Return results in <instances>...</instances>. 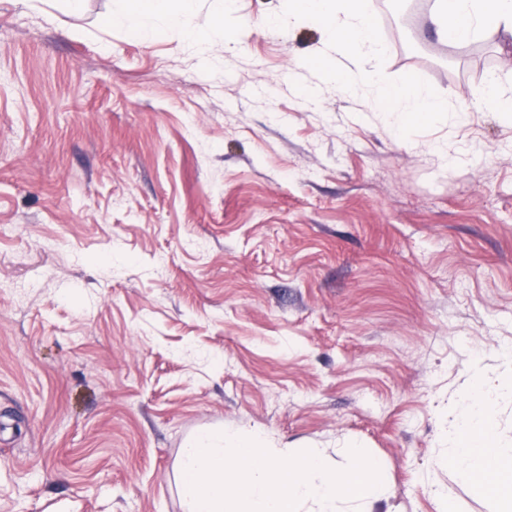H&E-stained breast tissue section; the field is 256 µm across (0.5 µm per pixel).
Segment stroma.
I'll return each mask as SVG.
<instances>
[{
    "label": "stroma",
    "mask_w": 512,
    "mask_h": 512,
    "mask_svg": "<svg viewBox=\"0 0 512 512\" xmlns=\"http://www.w3.org/2000/svg\"><path fill=\"white\" fill-rule=\"evenodd\" d=\"M433 3L371 0L381 77L448 99L399 132L356 60L303 67L317 25L210 65L123 0H0V512H188L204 429L370 449L373 512H494L442 432L512 345V117L479 97L512 37L450 51Z\"/></svg>",
    "instance_id": "35a3bbf8"
}]
</instances>
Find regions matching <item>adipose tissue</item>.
<instances>
[{
	"mask_svg": "<svg viewBox=\"0 0 512 512\" xmlns=\"http://www.w3.org/2000/svg\"><path fill=\"white\" fill-rule=\"evenodd\" d=\"M369 0H290L289 20L305 18L322 23L325 50L321 64L333 68L335 55L374 58L382 53L369 24ZM432 21L440 38L460 47L488 34L512 33V0H434ZM110 24L133 33L153 37L160 28L191 33L192 0H127ZM372 84L380 103L394 102L398 127H405L417 116L444 111L446 102L430 91L407 84L394 88L377 71H363L343 77L346 89L360 83ZM512 399V358L503 360L494 373L480 366L470 371L469 386L457 401V412L448 426L445 461L449 470L466 479L472 490L491 497L496 512H512V448L500 446L495 413L502 399Z\"/></svg>",
	"mask_w": 512,
	"mask_h": 512,
	"instance_id": "1",
	"label": "adipose tissue"
}]
</instances>
